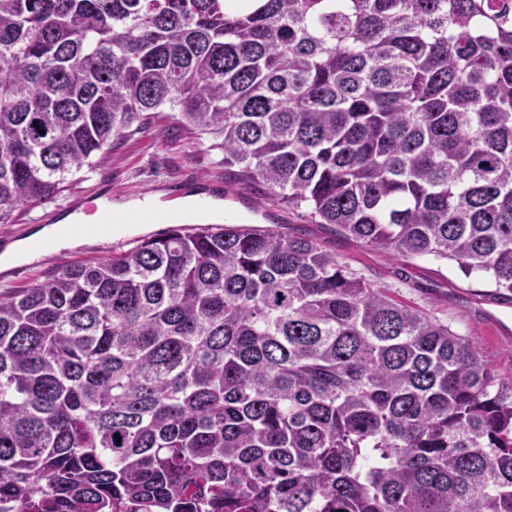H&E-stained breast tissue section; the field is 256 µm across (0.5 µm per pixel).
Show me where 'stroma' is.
Instances as JSON below:
<instances>
[{
  "label": "stroma",
  "instance_id": "obj_1",
  "mask_svg": "<svg viewBox=\"0 0 512 512\" xmlns=\"http://www.w3.org/2000/svg\"><path fill=\"white\" fill-rule=\"evenodd\" d=\"M86 192L115 202H176L189 194H205L223 201L225 223L312 239L368 281L388 286L405 303L471 339L484 350L499 378L512 379V297L497 293L477 275L465 274L455 262L396 258L339 234L333 225L315 223L305 209L271 201L263 188L225 168L222 153L212 150L208 139L173 123L167 113H151L137 133L113 145L51 202L19 207L12 223L0 225V251L56 223ZM164 229V224L152 223L145 231L128 235L86 234L80 244L50 248L33 260L0 266V289L27 288L52 271L127 252L143 235Z\"/></svg>",
  "mask_w": 512,
  "mask_h": 512
}]
</instances>
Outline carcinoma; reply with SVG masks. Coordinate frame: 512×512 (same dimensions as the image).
<instances>
[{
    "label": "carcinoma",
    "instance_id": "obj_1",
    "mask_svg": "<svg viewBox=\"0 0 512 512\" xmlns=\"http://www.w3.org/2000/svg\"><path fill=\"white\" fill-rule=\"evenodd\" d=\"M512 293V0H0V224L146 112ZM12 512H512V380L317 243L173 228L0 293Z\"/></svg>",
    "mask_w": 512,
    "mask_h": 512
}]
</instances>
